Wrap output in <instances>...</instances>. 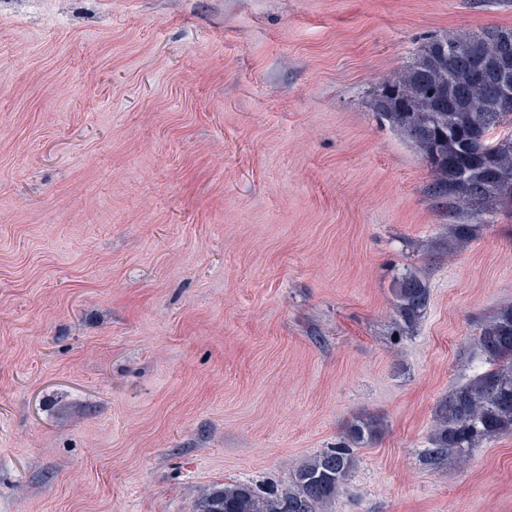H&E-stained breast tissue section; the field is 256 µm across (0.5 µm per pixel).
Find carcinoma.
Masks as SVG:
<instances>
[{
  "instance_id": "carcinoma-1",
  "label": "carcinoma",
  "mask_w": 512,
  "mask_h": 512,
  "mask_svg": "<svg viewBox=\"0 0 512 512\" xmlns=\"http://www.w3.org/2000/svg\"><path fill=\"white\" fill-rule=\"evenodd\" d=\"M493 29L434 37L420 46L413 62L397 76L377 82L370 105L418 149L433 180L427 194L448 205V213L512 218V114L497 110L496 83L476 82L472 66L494 72L512 61V45ZM475 225H448V240L466 247ZM393 334L413 333L426 311L430 289L416 271L393 283ZM472 374L453 387L434 412L435 428L424 462L436 467L512 434V306L479 328L471 357ZM384 424L377 417L348 425L336 446L299 465L286 484L226 482L204 496L201 512H323L358 465L357 448L374 444Z\"/></svg>"
}]
</instances>
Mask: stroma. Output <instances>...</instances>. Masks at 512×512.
Masks as SVG:
<instances>
[{
	"label": "stroma",
	"instance_id": "1",
	"mask_svg": "<svg viewBox=\"0 0 512 512\" xmlns=\"http://www.w3.org/2000/svg\"><path fill=\"white\" fill-rule=\"evenodd\" d=\"M494 26L512 0H0V512H198L369 416L327 512H512V435L421 458L512 305V220L450 248L367 104ZM392 293L397 317L392 334L402 339L417 328L428 307L430 289L424 278L410 269L396 277Z\"/></svg>",
	"mask_w": 512,
	"mask_h": 512
}]
</instances>
